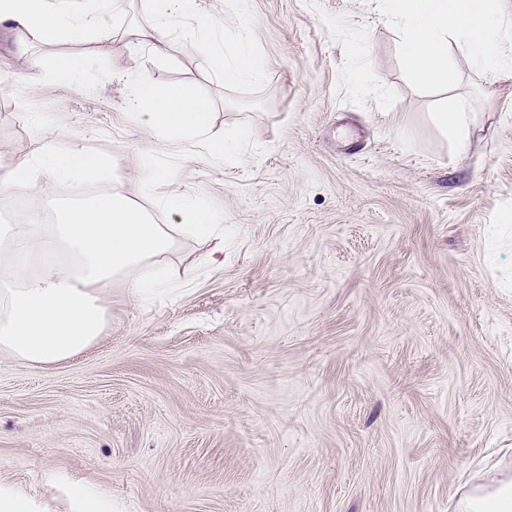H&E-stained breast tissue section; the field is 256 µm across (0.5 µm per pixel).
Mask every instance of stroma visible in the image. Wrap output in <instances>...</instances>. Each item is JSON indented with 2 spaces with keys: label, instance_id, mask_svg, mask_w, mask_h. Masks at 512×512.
<instances>
[{
  "label": "stroma",
  "instance_id": "35a3bbf8",
  "mask_svg": "<svg viewBox=\"0 0 512 512\" xmlns=\"http://www.w3.org/2000/svg\"><path fill=\"white\" fill-rule=\"evenodd\" d=\"M169 0L168 56L118 37L36 45L37 78L0 34V225L12 169L46 146L105 158L116 191L165 223L159 198L224 208V237L180 235L170 287L102 289L109 320L74 359L0 357V499L14 512H455L464 484L512 471V80L460 50L473 114L458 156L445 98L409 73L390 0ZM240 30L267 69L225 83L199 21ZM89 59L79 85L55 65ZM207 99L210 159L153 140L125 102L139 79ZM44 119L35 126L33 115ZM170 179L144 192L141 151ZM223 248L224 262L209 255Z\"/></svg>",
  "mask_w": 512,
  "mask_h": 512
}]
</instances>
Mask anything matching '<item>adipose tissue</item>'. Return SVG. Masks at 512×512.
<instances>
[{
	"instance_id": "1",
	"label": "adipose tissue",
	"mask_w": 512,
	"mask_h": 512,
	"mask_svg": "<svg viewBox=\"0 0 512 512\" xmlns=\"http://www.w3.org/2000/svg\"><path fill=\"white\" fill-rule=\"evenodd\" d=\"M393 2L399 51L422 84L455 87L457 73L448 64L454 48L466 52L471 66L490 81L512 78V51L497 39L503 20L487 0ZM125 4L126 0H0V31L24 51L36 42L83 36L92 28L94 15L124 11ZM95 31L102 43L116 35L111 28ZM197 42L212 67L223 72L225 83L263 79L266 61L249 42L239 41L232 58H225L222 35L205 21L198 24ZM132 106L148 109L154 133L173 132L203 143L209 157H224L239 146L238 140L211 136L208 102L185 88L159 92L148 80L138 81ZM436 119L458 153H466L472 116L464 102L446 98ZM37 168L51 184L110 175L93 154L50 146L37 164L25 163L13 171V185H29ZM159 205L171 223H156L147 210L120 194L102 193L82 197L53 226L35 223L26 215L1 224L0 258L9 273L0 278V354L34 367L82 354L96 344L108 322L100 289L121 281L135 299L161 293L167 286L163 261L173 251L177 234L205 238L222 228L223 210L198 197L171 195L161 198ZM457 512H512V474L501 473L463 490Z\"/></svg>"
}]
</instances>
